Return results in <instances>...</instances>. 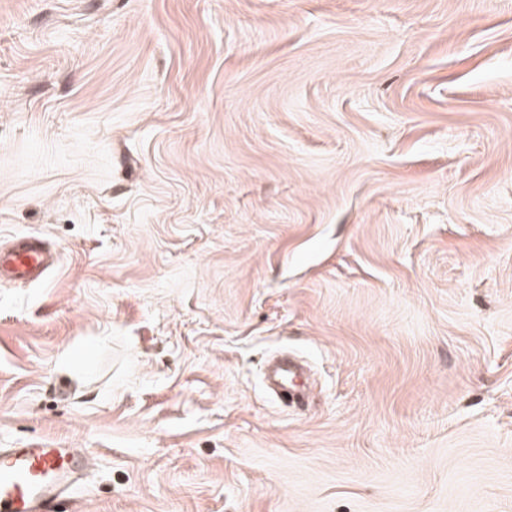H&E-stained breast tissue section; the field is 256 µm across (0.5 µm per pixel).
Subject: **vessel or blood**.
Wrapping results in <instances>:
<instances>
[{
    "label": "vessel or blood",
    "mask_w": 512,
    "mask_h": 512,
    "mask_svg": "<svg viewBox=\"0 0 512 512\" xmlns=\"http://www.w3.org/2000/svg\"><path fill=\"white\" fill-rule=\"evenodd\" d=\"M55 266L42 237L21 235L0 249V279L45 283ZM300 376L297 364L274 362L270 384L288 393ZM86 458L79 448H0V512H69L70 488L79 481Z\"/></svg>",
    "instance_id": "obj_1"
}]
</instances>
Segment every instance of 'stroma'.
I'll use <instances>...</instances> for the list:
<instances>
[{"instance_id":"stroma-1","label":"stroma","mask_w":512,"mask_h":512,"mask_svg":"<svg viewBox=\"0 0 512 512\" xmlns=\"http://www.w3.org/2000/svg\"><path fill=\"white\" fill-rule=\"evenodd\" d=\"M17 235L0 447L74 512H512V0H0ZM54 266V254L40 236H17L9 247L0 249V280L42 284ZM300 376V366L283 359L274 362L267 374V380L270 384L278 389L280 393L288 396V391L297 387L296 379ZM85 464L82 448H0V511L74 512L68 492Z\"/></svg>"}]
</instances>
